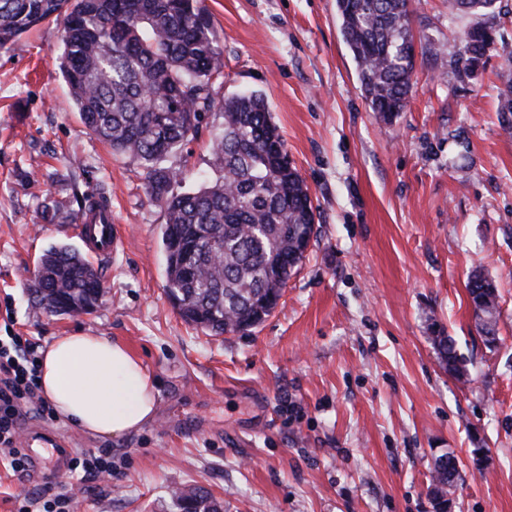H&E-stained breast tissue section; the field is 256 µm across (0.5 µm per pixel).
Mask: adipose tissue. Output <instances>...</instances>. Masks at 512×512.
Masks as SVG:
<instances>
[{
  "label": "adipose tissue",
  "mask_w": 512,
  "mask_h": 512,
  "mask_svg": "<svg viewBox=\"0 0 512 512\" xmlns=\"http://www.w3.org/2000/svg\"><path fill=\"white\" fill-rule=\"evenodd\" d=\"M41 394L56 416L96 437L141 429L156 414L155 380L140 360L110 337L76 334L41 352Z\"/></svg>",
  "instance_id": "ef3b65f1"
}]
</instances>
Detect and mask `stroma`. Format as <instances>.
Segmentation results:
<instances>
[{"mask_svg":"<svg viewBox=\"0 0 512 512\" xmlns=\"http://www.w3.org/2000/svg\"><path fill=\"white\" fill-rule=\"evenodd\" d=\"M413 26L453 59L474 22L448 0H419ZM224 51L215 101L267 100L317 216L282 299L251 330L212 336L167 297L164 212L135 160L83 123L59 69L61 23L0 52V336L35 350L79 332L123 343L157 382L140 430L93 437L45 427L68 453L108 448L112 478L80 482L0 466V512L14 497L70 481L81 512H175L169 493L204 487L224 512H434V455L454 450L453 512H512V0H497L494 43L468 81L418 63L406 111L385 118L361 95L336 0H205ZM214 129L167 158L183 189L211 174ZM104 197L123 248L99 261L107 295L91 314L51 316L27 279L51 246H86L74 217ZM482 270L500 292L489 349L466 290ZM452 336L461 383L430 342Z\"/></svg>","mask_w":512,"mask_h":512,"instance_id":"1","label":"stroma"}]
</instances>
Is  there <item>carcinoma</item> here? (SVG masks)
Returning a JSON list of instances; mask_svg holds the SVG:
<instances>
[{
	"label": "carcinoma",
	"instance_id": "cac0c4a2",
	"mask_svg": "<svg viewBox=\"0 0 512 512\" xmlns=\"http://www.w3.org/2000/svg\"><path fill=\"white\" fill-rule=\"evenodd\" d=\"M496 0H449L477 17L459 36L454 73L462 81L493 44ZM342 34L358 69L360 89L374 112L405 111L416 60H437L440 47L416 35V0H336ZM62 21L59 69L82 123L112 152L145 170V190L164 211L165 291L188 323L213 336L245 331L275 309L291 270L288 259L314 230L309 188L286 161L287 150L267 102L258 92L215 104L212 81L224 77L219 46L202 0H0V51L30 28ZM220 120L212 139L213 178L195 191L174 186L182 171L158 163L194 136L206 117ZM27 284L32 301L51 315L78 316L95 301L102 274L67 246H52ZM473 308L485 316V345L499 340L500 294L493 280L473 272ZM432 343L445 368L468 381L465 358L439 330ZM460 476L452 451L433 458L429 495L449 512L447 487ZM196 512L224 504L195 487Z\"/></svg>",
	"mask_w": 512,
	"mask_h": 512
}]
</instances>
